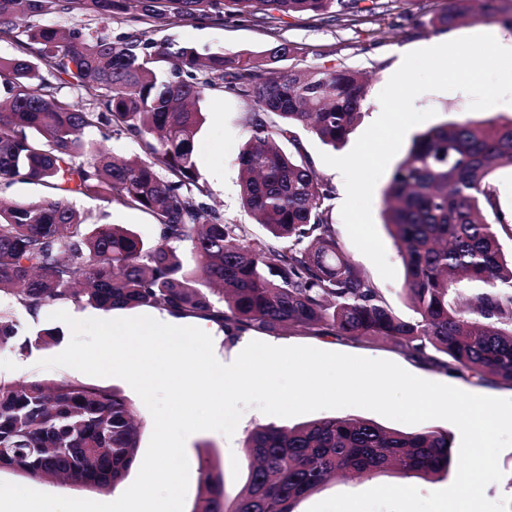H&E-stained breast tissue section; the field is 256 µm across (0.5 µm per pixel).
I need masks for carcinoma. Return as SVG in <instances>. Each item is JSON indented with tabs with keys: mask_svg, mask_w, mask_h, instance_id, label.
Listing matches in <instances>:
<instances>
[{
	"mask_svg": "<svg viewBox=\"0 0 512 512\" xmlns=\"http://www.w3.org/2000/svg\"><path fill=\"white\" fill-rule=\"evenodd\" d=\"M359 0H0V182L46 189L0 206V295L30 313L57 302L110 311L154 307L213 321L233 338L301 329L355 342L382 340L479 385H512V259L490 177L512 168V117L463 119L414 137L384 190V223L405 269L400 315L336 240L333 190L301 152L298 131L334 149L347 141L368 95L365 76L324 65L285 68L297 47L278 33L258 52L198 53L156 34L183 21L256 20L275 10L315 19ZM472 13L512 29V0H443L429 24L450 29ZM128 15L117 40L98 23ZM55 17L69 23L26 24ZM77 91L61 98L58 90ZM252 112L238 154L241 198L264 234L226 224L199 184L195 141L215 88ZM136 139L142 154L110 155L83 137ZM290 144L285 149L284 144ZM72 195L139 210L157 221L144 241L120 224H91ZM484 284L472 302L462 286ZM18 326L0 306V349ZM134 405L112 390L67 379L0 383V469L44 482L113 491L137 463ZM452 437L404 433L354 415L259 425L244 438L240 493L201 461L192 512H296L333 475L448 476Z\"/></svg>",
	"mask_w": 512,
	"mask_h": 512,
	"instance_id": "obj_1",
	"label": "carcinoma"
}]
</instances>
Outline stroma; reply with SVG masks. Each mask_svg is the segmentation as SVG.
Returning <instances> with one entry per match:
<instances>
[{
  "label": "stroma",
  "mask_w": 512,
  "mask_h": 512,
  "mask_svg": "<svg viewBox=\"0 0 512 512\" xmlns=\"http://www.w3.org/2000/svg\"><path fill=\"white\" fill-rule=\"evenodd\" d=\"M439 5V0H413L408 10L390 9L378 21L372 23L325 19L317 21L304 15H296L276 17L274 24L281 30L283 36L297 47L298 67H348L367 76L368 103L349 136L350 141L354 142L381 110L378 95L394 73L393 64L398 53H408L480 33L502 34L507 40L508 47L512 48V30L504 29L499 23L467 20L448 30L432 28L428 20ZM164 35L177 42L191 44L203 54L217 50L228 53L259 51L270 41L265 24L237 19H228L221 24L180 23L167 28ZM469 102V96L461 91L427 92L420 95L415 101L416 107L435 110L436 115L414 126V133L418 134L436 125L465 118L483 120L494 114L504 117L512 115V105L509 104H501L489 110L473 111L469 108ZM203 110L206 121L198 135L197 146L201 180L211 192L212 202L223 214L225 223L240 224L251 234H261V227L254 223L251 215L243 208L239 195L237 157L244 139L246 118L252 106L248 101L224 94L222 89L218 88L211 92L204 102ZM301 145L321 179L335 192L330 220L340 245L381 289L390 305L402 315H409L410 310L402 298L403 265L382 218L383 190L389 181L388 176H381L375 185L372 216L384 243L387 259L397 272L395 279L391 281L383 279L374 264L351 241L341 217V206L346 196L344 178L337 169L326 165L320 158L322 143L311 134L305 133L301 136ZM70 203L80 214L86 215L90 222L129 225L149 242L158 237L159 228L156 220L147 213L110 207L100 199L81 195L71 197ZM12 307L21 338L31 339L32 344L26 348L16 345L0 350V382L15 383L27 378H65L116 390L135 405L142 426L140 444L148 446L153 431L152 416L142 399L126 381L116 377L89 376L67 366L48 369L40 367V360L57 356L69 344L72 337L70 328L63 322L53 320L52 314L59 310H73V303H53L44 306L35 315L22 307ZM44 328L57 330L60 334L59 340L49 345L35 343L37 332ZM214 336L217 351L226 360L238 355L242 342L258 340L275 346L308 345L326 351L386 359L418 377L435 382L444 381L448 376L446 370L414 359L394 348L391 343L383 341L359 343L340 336H313L300 330L280 335L246 331L230 340L225 337L223 330L218 328L215 329ZM272 421V416L250 407L244 409L233 437H225L216 431H201L188 437L185 445L189 464L186 508H193L199 492V462L214 452L218 453L224 471L226 497L231 499L237 495L247 475L246 468L240 463L243 456V439L247 431L253 427ZM0 482L101 503H109L119 497L115 491L99 492L35 481L8 469L0 471ZM399 482V477L393 473L370 479L336 478L330 480L319 492L302 499L297 505V512H308L314 504L339 493H356L379 485H396Z\"/></svg>",
  "instance_id": "1"
}]
</instances>
